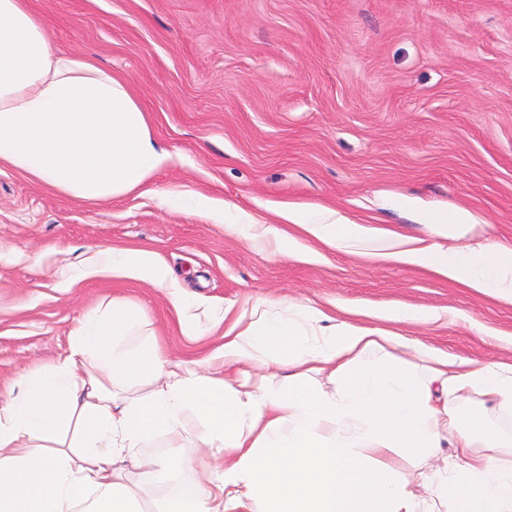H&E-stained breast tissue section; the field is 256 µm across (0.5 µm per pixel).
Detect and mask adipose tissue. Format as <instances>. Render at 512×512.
<instances>
[{
  "instance_id": "ef3b65f1",
  "label": "adipose tissue",
  "mask_w": 512,
  "mask_h": 512,
  "mask_svg": "<svg viewBox=\"0 0 512 512\" xmlns=\"http://www.w3.org/2000/svg\"><path fill=\"white\" fill-rule=\"evenodd\" d=\"M126 83L88 57L62 55L26 0H0V164L72 198L100 202L142 188L166 162ZM262 234L296 245L297 234L346 248L363 225L319 207L285 206ZM467 214L382 257L512 305V242L471 238ZM119 274L169 291L184 335H199L190 302L145 245L99 249L84 277ZM322 309L264 300L214 353L219 373L170 362L127 299L86 312L70 352L24 376L0 404V512H143L122 480L125 462L196 420L210 486L191 461L148 462L149 483L171 482L157 512H512V462L475 454L499 447L472 396L512 412V362L484 364L379 329L331 324ZM403 356H394V349ZM275 368L280 385L252 383L235 367ZM325 376L332 390L314 381ZM150 385L147 394L122 392ZM447 423L440 432L439 423ZM445 472L424 476L430 498L409 491L391 459L420 462L442 443Z\"/></svg>"
}]
</instances>
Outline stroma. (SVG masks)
Here are the masks:
<instances>
[{
    "instance_id": "1",
    "label": "stroma",
    "mask_w": 512,
    "mask_h": 512,
    "mask_svg": "<svg viewBox=\"0 0 512 512\" xmlns=\"http://www.w3.org/2000/svg\"><path fill=\"white\" fill-rule=\"evenodd\" d=\"M53 48L124 80L169 159L148 184L83 202L0 165V403L21 375L68 355L82 314L132 299L173 361L201 360L261 298L358 313L394 303L458 312L395 325L426 345L484 362L512 355V305L377 258V242L281 255L228 232L273 224L279 203L316 204L367 228L423 237L467 211L472 235L512 241V0H27ZM178 193L223 215L174 204ZM145 243L168 267L205 336H183L166 291L69 273L106 245ZM177 446L212 474L194 427L144 445ZM450 448L394 465L417 496Z\"/></svg>"
}]
</instances>
